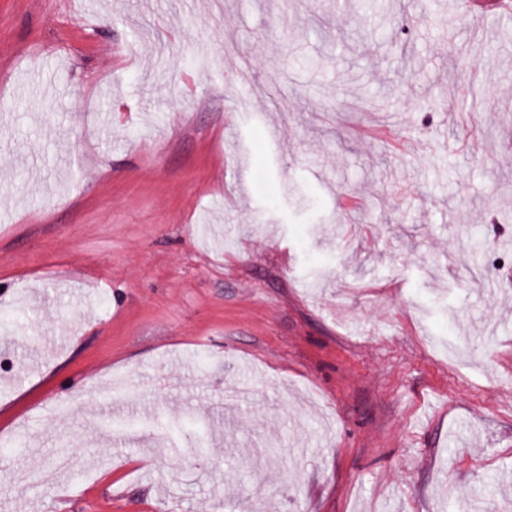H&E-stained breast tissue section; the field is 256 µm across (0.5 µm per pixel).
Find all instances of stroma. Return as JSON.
Masks as SVG:
<instances>
[{
    "label": "stroma",
    "instance_id": "1",
    "mask_svg": "<svg viewBox=\"0 0 512 512\" xmlns=\"http://www.w3.org/2000/svg\"><path fill=\"white\" fill-rule=\"evenodd\" d=\"M194 2L0 0V512H512V16Z\"/></svg>",
    "mask_w": 512,
    "mask_h": 512
}]
</instances>
